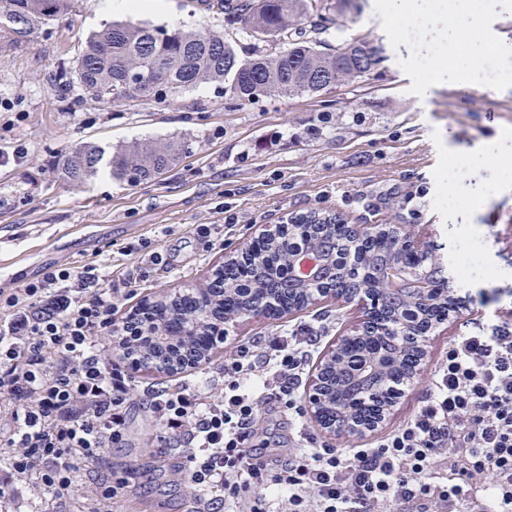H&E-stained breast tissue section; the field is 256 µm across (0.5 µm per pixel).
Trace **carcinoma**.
I'll list each match as a JSON object with an SVG mask.
<instances>
[{
  "mask_svg": "<svg viewBox=\"0 0 512 512\" xmlns=\"http://www.w3.org/2000/svg\"><path fill=\"white\" fill-rule=\"evenodd\" d=\"M71 8V0H0V30L18 38L47 25ZM207 8L224 15L230 28L253 27L279 43L274 53L255 47L242 59L224 36L193 29H159L132 21H113L86 40L73 66L82 87L97 100L116 103L129 99H149L163 92H178L200 83H217L224 94L240 102H250L276 94H316L330 82L351 81L371 73L381 50L362 39H341L329 44L326 35L327 0H208ZM137 69L141 78L132 80ZM184 153L177 140L162 144L136 145L112 155L111 174L137 183L162 174ZM104 150L85 144L64 160L61 175L82 182L100 169ZM322 225L321 234L308 236L311 224ZM288 234L268 238L259 246L258 262H241L227 283L224 313L237 314L243 303L265 294L272 287L284 288L281 307L293 311L304 307L307 292L289 283L287 260L303 250L316 247L336 269L330 287L336 293L355 294L360 290L378 294L379 318L392 324L388 338L354 336L347 343L340 365L327 371L328 392L355 409L354 417L365 423L380 412L388 389L402 384L413 371L419 354L402 344V319L411 307V295L395 292L369 275V270L393 263L425 269L427 257L406 248L397 234L348 237L346 225L331 215L316 219L310 212L294 218ZM442 267L436 266L438 291L419 304L424 314L420 327L441 320L455 311L456 300L445 292ZM381 353L392 360L385 375L364 370L371 355Z\"/></svg>",
  "mask_w": 512,
  "mask_h": 512,
  "instance_id": "cac0c4a2",
  "label": "carcinoma"
}]
</instances>
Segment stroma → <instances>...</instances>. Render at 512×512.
Returning <instances> with one entry per match:
<instances>
[{"label":"stroma","instance_id":"35a3bbf8","mask_svg":"<svg viewBox=\"0 0 512 512\" xmlns=\"http://www.w3.org/2000/svg\"><path fill=\"white\" fill-rule=\"evenodd\" d=\"M169 22L145 13L133 20L153 27L206 28L244 48L265 45L248 29H232L223 15L197 0H169ZM470 17L478 39H512V12L496 0H475L455 20ZM332 33L382 46L370 75L313 95H280L239 102L220 86L200 84L164 100L134 99L105 104L84 92L63 71L105 20L95 0H73L71 9L22 42L0 36V150L23 147L21 162L0 164V284L18 288L37 280L50 265L80 267L97 261L103 272L121 278L135 272L125 246L148 240L162 267L150 270L123 313L138 303L209 281L225 255L249 244L263 225L280 224L308 212L330 213L351 224H390L417 240L432 262L447 265L464 229L478 231L489 277L458 291L460 305L427 344L424 364L405 387L387 419L374 431L309 432L319 444L369 448L406 422L419 408L434 371L455 337L483 322L486 311L512 323V90L495 93L474 80L469 57L459 50L438 54L439 77H423L415 54L394 34L383 0H339L330 10ZM177 139L185 152L162 175L138 183L103 172L81 183L59 175L65 157L86 143L106 154L141 143ZM470 161L468 174L451 179V157ZM427 188L422 207L410 193ZM462 197L461 209L441 198ZM238 224L208 245L198 239L200 224H220L226 213ZM352 304L322 298L279 318L239 319L228 340L213 350L198 372L204 396L222 389L220 364L239 344L284 336L305 325H323L311 350L299 389L307 395L317 370L337 340L361 319ZM134 390L125 447L106 449L105 459L88 465L86 481L107 473L130 472L127 497L111 512H188L193 491L173 454L152 443L154 421L143 392L175 380L166 372H132ZM17 499L0 500V512H77L75 502L59 504L40 494L35 477L15 479Z\"/></svg>","mask_w":512,"mask_h":512}]
</instances>
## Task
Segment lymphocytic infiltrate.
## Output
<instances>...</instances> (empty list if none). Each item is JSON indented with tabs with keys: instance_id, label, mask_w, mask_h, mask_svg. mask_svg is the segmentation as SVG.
Here are the masks:
<instances>
[{
	"instance_id": "f902f5d3",
	"label": "lymphocytic infiltrate",
	"mask_w": 512,
	"mask_h": 512,
	"mask_svg": "<svg viewBox=\"0 0 512 512\" xmlns=\"http://www.w3.org/2000/svg\"><path fill=\"white\" fill-rule=\"evenodd\" d=\"M131 281L115 286L97 266H49L39 281L0 288V472L37 474L56 501L104 512L128 481L93 484L80 473L106 448L126 441L134 389L113 363L111 339L126 335L115 318ZM318 338L275 336L239 345L221 363L224 391L208 400L184 378L143 401L158 450L180 457L195 490L192 512H272L267 493L288 492L287 512H512V326L496 320L457 337L439 363L419 410L372 448L318 446L298 404ZM294 424L288 453L267 461L253 438L265 403Z\"/></svg>"
}]
</instances>
